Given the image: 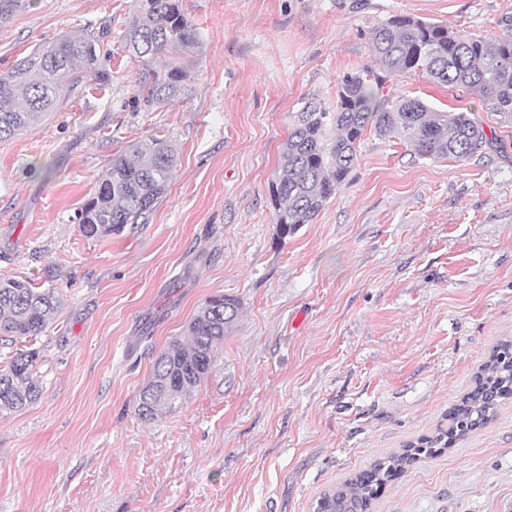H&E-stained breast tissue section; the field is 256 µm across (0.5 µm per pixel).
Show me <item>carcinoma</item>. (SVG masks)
Returning a JSON list of instances; mask_svg holds the SVG:
<instances>
[{
    "label": "carcinoma",
    "instance_id": "cac0c4a2",
    "mask_svg": "<svg viewBox=\"0 0 512 512\" xmlns=\"http://www.w3.org/2000/svg\"><path fill=\"white\" fill-rule=\"evenodd\" d=\"M104 28L74 37L62 35L42 45L0 73V142L32 128L68 102L86 82H112L99 67ZM126 45L136 62L148 67L167 52L180 56L199 44V27L179 8L178 0H140L129 24ZM378 64L387 73L420 71L437 83L463 86L481 97L489 110L512 122V34L460 35L448 26L408 15H393L370 33ZM186 74L177 65L155 73L139 85L134 105L153 110L180 96ZM380 79L363 69L347 73L336 87V109L311 96L294 113L281 150L273 184L276 224L281 237L311 223L348 179L357 164L358 141L365 129L381 136L405 138L416 154L429 159L463 161L480 152L488 138L481 123L467 112H442L419 99L391 103L380 98ZM176 168L169 142L154 137L130 144L114 156L95 193L78 213L89 239L118 233L146 217L166 191ZM61 300L53 288L28 280L0 278V341L17 342L38 335ZM240 314V302L215 295L206 300L182 337L171 340L153 364L151 380L139 395L137 410L154 420L189 396L208 375L214 348L224 340ZM38 353L17 350L0 365V413L24 409L41 397L34 371ZM512 398V340H503L480 364L474 387L446 413L448 428L421 438L398 455L328 491L359 508L369 509L377 487L388 482L422 454L448 448L475 426L498 416L499 401Z\"/></svg>",
    "mask_w": 512,
    "mask_h": 512
}]
</instances>
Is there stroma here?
Here are the masks:
<instances>
[{
	"instance_id": "35a3bbf8",
	"label": "stroma",
	"mask_w": 512,
	"mask_h": 512,
	"mask_svg": "<svg viewBox=\"0 0 512 512\" xmlns=\"http://www.w3.org/2000/svg\"><path fill=\"white\" fill-rule=\"evenodd\" d=\"M198 47L152 67L125 29L139 0H24L0 23V72L111 23L104 89L0 143V278L57 289L33 339L41 398L0 415V512H313L325 491L433 435L492 347L512 337V123L422 72L384 75L483 125L463 161L414 157L366 129L348 180L278 235L272 183L293 112L336 105L374 66L390 16L512 34V0H180ZM177 63L184 95L151 112L140 82ZM166 139L175 175L144 221L86 238L77 212L114 155ZM240 302L210 373L155 420L157 355L210 296ZM372 512H512V406L379 489Z\"/></svg>"
}]
</instances>
